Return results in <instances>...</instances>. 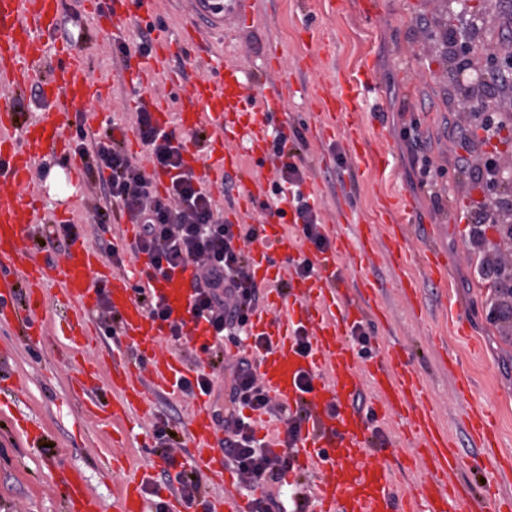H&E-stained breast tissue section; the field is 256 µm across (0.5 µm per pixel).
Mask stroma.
Listing matches in <instances>:
<instances>
[{
    "mask_svg": "<svg viewBox=\"0 0 512 512\" xmlns=\"http://www.w3.org/2000/svg\"><path fill=\"white\" fill-rule=\"evenodd\" d=\"M246 17L228 18L221 34L199 42L174 44L168 56L170 70L185 82L214 77L207 67L210 55L222 57L226 68L238 71L250 93L288 79L292 92L285 95L280 112L272 113L271 126H280L281 112H288L293 127L303 137L302 166L306 184L315 185L313 197L320 222L346 231L345 211H353L364 224L376 227L380 251L368 271L375 282L379 300L387 311L385 325L366 321L370 336L379 345L406 349L409 365L424 383L428 402L436 410L449 436L464 454L458 482L479 488L496 473L482 456L465 429L462 410L456 400L455 378L448 369L447 350H455L474 379L473 405L498 414L497 433L502 450L512 453V325L491 320L486 301L488 284L473 278L472 263L459 222L457 205L471 188L465 175L455 172L457 147L448 136L451 111L457 103L448 82V60L441 45V27L460 28L466 15L486 21L491 37L498 38L507 25V7L501 0H470L466 15L456 8L441 10V0H374L371 16L361 13L359 0H254ZM111 0H102L98 11H84L80 0H64L60 28L81 24L86 38L80 49L87 66L102 84L99 98L87 102L83 111L66 116L64 142L58 148L59 161L76 155V130L89 123L113 120L115 137L139 163H146V150L138 132V103L163 95L179 97L165 75H156L151 91L143 99L131 93L124 61L112 48L115 37L137 44L140 38H154L157 31L175 32L191 24L176 0H159L149 21L140 25H117L108 19ZM437 17L439 29L424 31L422 17ZM371 61L376 82L367 94L358 147H351L340 135H328L332 118L323 111L321 98L337 81L350 78L364 61ZM418 122L427 136L425 147L443 173L437 185H430L411 142L401 130ZM389 156L384 168L365 166L357 149ZM242 172H232L226 182H210L206 188L230 224L254 227L267 221L262 200L241 202L234 185ZM406 194L411 212L392 217L384 210L391 196ZM73 201L55 205L53 197L37 195L38 223L48 225L49 234H35V251L40 261L62 262L72 243L61 227L75 225L78 236L96 250L107 245L123 247L126 214L116 213L110 228L95 224L93 211L85 200L104 198L100 176L73 184ZM431 244L440 253L448 278L438 281L422 268L418 253ZM412 277L420 288L405 297L400 280ZM465 324H458V315ZM100 342L79 354H70L62 341L41 344L0 325V364L13 372L20 387L17 408L30 415L46 434L42 447H32L26 435L11 431L9 421L0 418V512H60L61 492L53 478L57 469L80 473L89 490L104 502H111L118 490L138 471L150 469L152 478L162 471L177 473L190 464L186 445L171 450L172 464L154 450L153 430L161 419L171 418L175 431H182L194 404L180 394L155 398L152 413L134 412L120 431L106 427L99 419L83 413L73 400L71 383L80 363L92 360L102 373L112 368V354L121 345L108 335L107 314L97 310ZM374 442L386 448L379 455L381 465L390 469L409 467L405 490L428 481L422 461H410L408 426L389 417L372 426Z\"/></svg>",
    "mask_w": 512,
    "mask_h": 512,
    "instance_id": "stroma-1",
    "label": "stroma"
}]
</instances>
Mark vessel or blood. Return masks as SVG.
I'll return each mask as SVG.
<instances>
[{
    "instance_id": "1",
    "label": "vessel or blood",
    "mask_w": 512,
    "mask_h": 512,
    "mask_svg": "<svg viewBox=\"0 0 512 512\" xmlns=\"http://www.w3.org/2000/svg\"><path fill=\"white\" fill-rule=\"evenodd\" d=\"M181 2L192 19L194 35L199 37L223 32L225 14L249 13L253 0H233L227 8L217 0ZM61 8L62 0H0V323L23 324L32 338L46 339L49 311L42 284L55 279L62 286L60 303L65 310L57 333L67 351L78 352L96 339L92 320L96 299L87 286L88 279L96 278L111 288L126 348L114 355L109 375H101L93 364L81 366L73 392L83 396L85 413L117 427L156 396L175 393L180 380L194 377L207 366L214 340L205 331L193 330L189 333L193 356L179 352L161 358L152 355L168 327L149 316L136 289H155L174 318L189 319L192 266L155 280L147 276L145 266L130 272L112 267L95 249L84 245L70 251L64 264L48 270L26 244L36 222L30 201L34 186L28 173L33 165L46 161L62 141L66 113L100 93L98 81L84 62L68 51L53 67L50 82L41 81L43 64L52 51L49 38L58 26ZM170 41L169 35L160 34L149 56L126 62L131 85L147 88L150 76L164 71V48ZM168 79L183 88L185 100L174 117L167 98H156V120L163 127L177 125L184 135L185 159L199 162L204 180H219L225 172L239 170L243 155L264 158L267 117L288 92V84L257 97L244 95L240 79L233 73L218 79L202 77L190 84L177 73L169 74ZM38 82L43 85L45 105L35 117H23L14 105L16 92ZM373 84L372 72L366 69L355 79L338 83L331 97L357 113L362 109V90ZM201 130L209 133V152L202 160L196 158L193 142ZM272 206L279 213L277 220L261 225L248 245L253 279L262 288L284 280L275 256L291 261L305 254L300 239L286 230L294 217L289 198L273 199ZM352 249L367 258L374 255L371 225L359 224L353 234L334 236L332 251L313 258L321 268L318 277L293 278L288 280L287 290L276 291L272 302L278 317L269 318L261 308L251 315L254 332L269 339L257 367L269 395L282 405L305 402L309 411L301 438L289 454L297 467L318 471L315 496L319 512H469L468 496L458 492L453 480L462 456L451 445L435 410L425 403L423 383L410 368L407 352L394 348L364 365L349 339L355 321L384 318L368 274H360L347 285L336 272L337 259ZM21 293L27 297L22 307L15 303ZM300 326L310 337L311 352L306 356L299 354L295 345ZM448 369L456 378L458 400L467 402L472 392L470 374L453 355L448 358ZM304 374L312 377L311 389L305 394L297 388ZM103 379L114 393L108 405L96 397ZM366 384L378 403L363 412L354 408L353 401ZM390 415L408 424L413 447L429 463L430 480L409 494L400 493L393 472L378 464L371 446L370 424ZM466 424L474 446L482 448L488 458L498 459L500 467L512 469L511 457L496 456L487 411L470 410ZM215 434L206 401L197 402L184 437L190 445L192 468L206 484L224 470L223 457L211 451ZM57 482L63 489L61 512H146L142 484L124 485L112 502L105 503L75 472H61Z\"/></svg>"
}]
</instances>
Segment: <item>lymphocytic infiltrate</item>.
Returning <instances> with one entry per match:
<instances>
[{
    "label": "lymphocytic infiltrate",
    "mask_w": 512,
    "mask_h": 512,
    "mask_svg": "<svg viewBox=\"0 0 512 512\" xmlns=\"http://www.w3.org/2000/svg\"><path fill=\"white\" fill-rule=\"evenodd\" d=\"M455 98L462 103L478 102L484 112L474 121L457 125L456 138L463 151L455 159L458 171L466 173L477 193L461 212L465 222L467 246H481L491 255L486 265L492 278L504 291L512 290V266L495 259L494 251L512 249V210L502 196V176L506 163L494 149L507 126L501 118L504 107L512 106V55L488 69L477 86L456 87ZM139 136L152 167L170 173L165 194L154 193L147 169L134 162L120 148L105 142L87 147L84 129H77L76 151L87 172H104L108 178L107 196L121 203L131 223L138 227L132 249L145 255L150 276H168L180 267L194 265L192 315L204 323L216 340H228L235 346H249L251 352L267 348L265 336L249 331L248 322L260 299V289L250 271L248 258L238 241L242 231L227 224L202 187L192 169L185 164L175 131L160 128L147 108L138 114ZM272 156L279 163L274 192L293 190L295 225L304 240L317 252L329 250L330 242L322 232L317 214L299 191L303 172L298 147L289 145L282 132H274ZM274 405L249 357L240 358L231 374L228 405L215 410L214 419L224 430V458L233 466L246 490L254 492L251 512H277L278 502L267 494L273 483H285L292 470L288 453L301 435L306 420L304 409H296L287 418L288 427L282 451H275L258 438L253 414L273 412Z\"/></svg>",
    "instance_id": "obj_1"
}]
</instances>
